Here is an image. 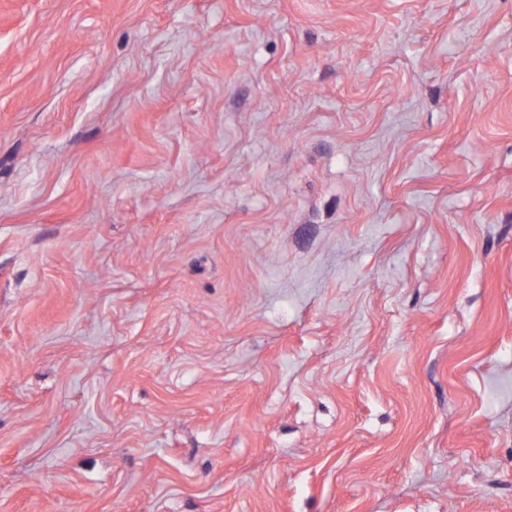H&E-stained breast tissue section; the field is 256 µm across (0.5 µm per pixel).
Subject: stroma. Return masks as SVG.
I'll return each instance as SVG.
<instances>
[{"instance_id": "1", "label": "stroma", "mask_w": 512, "mask_h": 512, "mask_svg": "<svg viewBox=\"0 0 512 512\" xmlns=\"http://www.w3.org/2000/svg\"><path fill=\"white\" fill-rule=\"evenodd\" d=\"M0 512H512V0H0Z\"/></svg>"}]
</instances>
